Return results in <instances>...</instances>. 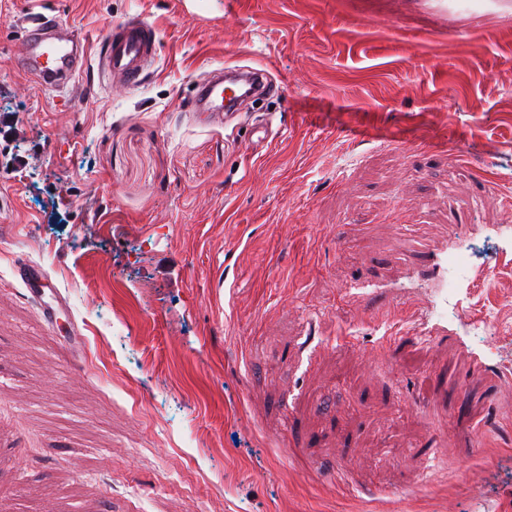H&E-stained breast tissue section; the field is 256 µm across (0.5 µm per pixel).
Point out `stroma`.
Returning <instances> with one entry per match:
<instances>
[{
    "label": "stroma",
    "mask_w": 512,
    "mask_h": 512,
    "mask_svg": "<svg viewBox=\"0 0 512 512\" xmlns=\"http://www.w3.org/2000/svg\"><path fill=\"white\" fill-rule=\"evenodd\" d=\"M467 2L39 0L153 26L116 93L28 78L0 0V512H512V0ZM227 63L277 90L216 122ZM224 70L225 73L223 74ZM227 76L234 79H246L248 82L250 78H252L261 88H263L264 85L268 87L271 84V80L265 69L253 67L242 68L225 64L224 67L215 69L212 75L198 83L191 104L195 112H224V99L230 101V97L225 93L226 90L229 89L227 87V81L225 80L224 82V77ZM471 258L469 246L451 255L448 262V291L455 288L463 279V271L469 266ZM14 271L31 297L42 306L44 317L49 324L56 320L57 313L60 309L64 308L68 310L66 299L61 295L58 289L52 290V297L57 303L56 307L47 304L43 300V293L37 289L49 287L44 283L48 282L49 279L38 264L22 260L15 264Z\"/></svg>",
    "instance_id": "35a3bbf8"
}]
</instances>
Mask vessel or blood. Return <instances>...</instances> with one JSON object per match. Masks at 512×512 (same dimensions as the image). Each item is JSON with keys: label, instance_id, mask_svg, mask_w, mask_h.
I'll use <instances>...</instances> for the list:
<instances>
[{"label": "vessel or blood", "instance_id": "vessel-or-blood-1", "mask_svg": "<svg viewBox=\"0 0 512 512\" xmlns=\"http://www.w3.org/2000/svg\"><path fill=\"white\" fill-rule=\"evenodd\" d=\"M59 28V22L41 19L22 36L23 71L31 80L50 89L67 85L82 67L87 52L85 42L72 35H60ZM156 46L155 32L147 21L134 16L126 18L108 27L99 49L98 67L107 73H124L127 82H139ZM230 77L251 79L260 84L269 80L267 71L261 68L229 65L215 69L212 75L198 83L192 109L197 112L223 111L226 80ZM15 274L33 299H41L47 277L38 264L19 261L15 265Z\"/></svg>", "mask_w": 512, "mask_h": 512}]
</instances>
